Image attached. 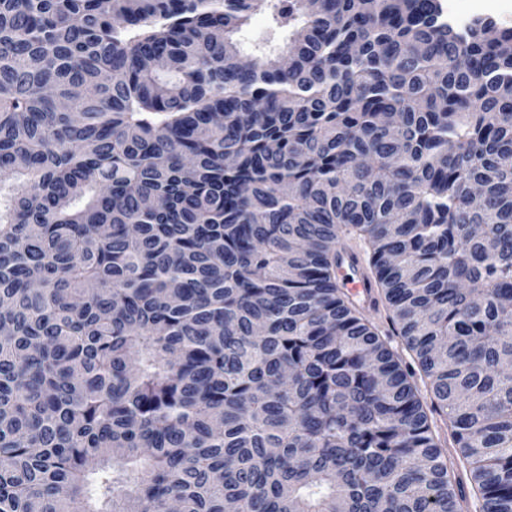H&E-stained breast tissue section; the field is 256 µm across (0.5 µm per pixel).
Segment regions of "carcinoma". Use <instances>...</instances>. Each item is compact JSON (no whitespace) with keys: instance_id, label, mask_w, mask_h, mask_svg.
I'll return each instance as SVG.
<instances>
[{"instance_id":"cac0c4a2","label":"carcinoma","mask_w":512,"mask_h":512,"mask_svg":"<svg viewBox=\"0 0 512 512\" xmlns=\"http://www.w3.org/2000/svg\"><path fill=\"white\" fill-rule=\"evenodd\" d=\"M509 299L512 27L0 0V512H512ZM344 260L348 263L354 277L351 280V288L356 292V295L365 305L375 306L372 308L360 307V302L357 298L350 296L349 288H344L348 293L350 300L357 309L360 310L379 330L381 337L388 343V345L402 358L403 364L409 365L411 369L415 370L416 376L415 381L417 386L420 388L422 394L425 395L424 377L419 371L418 363L413 353H411L405 346L402 337L398 334L397 326L392 323V313L387 302L384 299V294L381 288H377L375 285L376 299L373 294L372 288H374L371 280L366 277L363 273L365 267V258L363 252L356 247H345L344 248ZM351 271L347 266H341L337 270V277L340 282L344 283L349 279Z\"/></svg>"}]
</instances>
